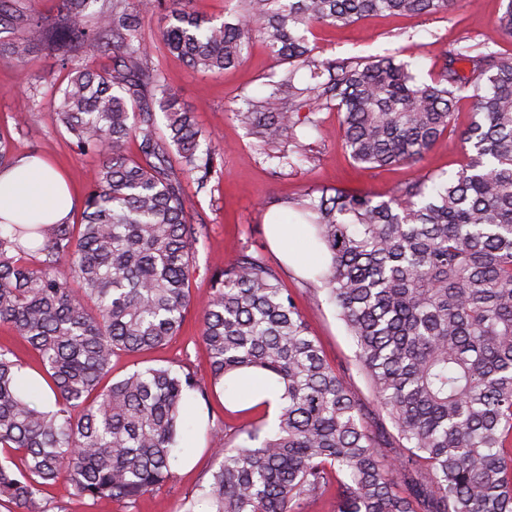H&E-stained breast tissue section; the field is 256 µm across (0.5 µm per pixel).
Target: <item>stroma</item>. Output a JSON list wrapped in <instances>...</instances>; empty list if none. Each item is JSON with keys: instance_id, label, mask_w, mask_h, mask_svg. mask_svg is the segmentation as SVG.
<instances>
[{"instance_id": "obj_1", "label": "stroma", "mask_w": 512, "mask_h": 512, "mask_svg": "<svg viewBox=\"0 0 512 512\" xmlns=\"http://www.w3.org/2000/svg\"><path fill=\"white\" fill-rule=\"evenodd\" d=\"M505 4L506 0H467L444 16L379 15L348 26L317 25L309 33L308 43L323 59L365 62L390 55L410 63L427 80L441 70L449 44L465 36L490 32ZM154 61L164 71L171 89L192 109L200 130L213 136L223 155L222 173L212 180L210 192L199 194L194 184L186 186L190 219L200 229L195 246L197 269L190 283L193 296L205 299L214 273L241 251H260L277 272L281 287L293 297L326 360L345 375L349 389L362 403L372 425L382 428L387 436H395L396 430L379 410L368 380L355 367L351 337L313 274L322 255L311 234L303 233L296 246L309 264L308 269L299 272L272 243L268 226L274 221L300 223V216L288 209L286 201L308 188L367 190L384 200L418 170L455 174L466 161L457 132L470 121V99L461 98L456 104V134L441 137L420 165L400 164L377 170L354 165L343 146L340 114L325 109L316 115L317 126L298 131L301 140L313 147L310 157L278 169L257 158L254 137L235 117L244 99L259 98L268 90L275 62L261 39L253 40L239 66L221 74L190 72L185 63L161 46L154 52ZM64 77L55 59L41 51L32 53L22 64L0 61V134L9 139L13 156L38 155L63 174L74 198L69 221L77 224L88 191V173L96 160L79 153L69 136L52 124L46 91L50 85L60 84ZM30 96L41 104V111L32 113L25 123H16V113ZM199 336V315L193 310L179 336L168 345L136 356L114 357L111 376L117 379L140 366L172 362L190 368L198 376H207L209 364ZM241 395L239 386L233 385L210 401L198 400L189 405L188 439L193 465L176 466L173 480L160 492L143 497L136 507L129 509L118 503L92 505L89 500L73 497L69 485L63 482L48 486L46 498L64 503L67 512H179L184 498L193 494L213 466L210 428L222 424L233 434L243 426L242 418L226 411L229 401Z\"/></svg>"}]
</instances>
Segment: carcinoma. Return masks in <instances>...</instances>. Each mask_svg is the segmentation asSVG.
I'll list each match as a JSON object with an SVG mask.
<instances>
[{"instance_id":"cac0c4a2","label":"carcinoma","mask_w":512,"mask_h":512,"mask_svg":"<svg viewBox=\"0 0 512 512\" xmlns=\"http://www.w3.org/2000/svg\"><path fill=\"white\" fill-rule=\"evenodd\" d=\"M189 2L149 6L167 18L159 40L191 70L239 65L256 36L282 67L235 112L281 168L305 156L297 128L324 108L340 112L352 162L377 169L419 163L452 128L460 94L472 100L460 134L470 154L454 175L421 173L381 201L336 188L288 202L325 251L320 280L400 451L383 450L261 255L240 252L208 299L194 300L198 229L169 154L198 193L221 156L152 62L141 34L149 6L58 0L48 18L0 0V28L25 32L0 41V59L23 63L38 47L59 59L51 120L98 158L81 223H0V326L35 354L39 375L22 376L18 355L0 347V507L48 512L43 488L59 480L94 505L162 489L191 429L189 402L256 369L281 391L277 416L239 443L211 430L215 466L184 512H310L330 496L335 512H512V57L491 50L512 37V0L494 34L449 46L428 82L392 56L321 59L307 32L377 13L447 15L460 0H238L224 20ZM193 307L207 380L154 365L103 384L113 357L166 345ZM44 384L49 410L35 401Z\"/></svg>"}]
</instances>
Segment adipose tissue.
Here are the masks:
<instances>
[{
	"mask_svg": "<svg viewBox=\"0 0 512 512\" xmlns=\"http://www.w3.org/2000/svg\"><path fill=\"white\" fill-rule=\"evenodd\" d=\"M74 199L62 176L44 161L26 156L0 169V218L18 223L65 222Z\"/></svg>",
	"mask_w": 512,
	"mask_h": 512,
	"instance_id": "obj_1",
	"label": "adipose tissue"
}]
</instances>
